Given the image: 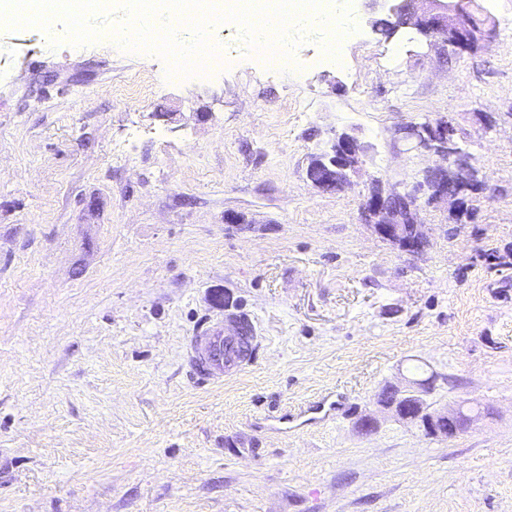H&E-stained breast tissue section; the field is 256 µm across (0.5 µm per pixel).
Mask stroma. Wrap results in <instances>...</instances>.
<instances>
[{
	"mask_svg": "<svg viewBox=\"0 0 512 512\" xmlns=\"http://www.w3.org/2000/svg\"><path fill=\"white\" fill-rule=\"evenodd\" d=\"M385 15L357 0L342 65L309 34L289 71L221 26L229 65L177 81L58 17L0 29V512H512V33L457 55L381 39ZM425 117L486 188L466 221L423 205L414 256L362 187L306 169L347 130L369 174L414 184L433 160L390 131ZM228 314L258 354L195 382L186 341ZM433 373L438 407L492 415L450 441L358 432L383 385ZM326 396L332 418L302 417Z\"/></svg>",
	"mask_w": 512,
	"mask_h": 512,
	"instance_id": "1",
	"label": "stroma"
}]
</instances>
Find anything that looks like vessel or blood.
<instances>
[{
	"mask_svg": "<svg viewBox=\"0 0 512 512\" xmlns=\"http://www.w3.org/2000/svg\"><path fill=\"white\" fill-rule=\"evenodd\" d=\"M237 330H229L224 321L204 326L201 335L191 337L189 357L191 373L205 382L211 377L242 370L251 360L258 344L257 329L252 320L241 317Z\"/></svg>",
	"mask_w": 512,
	"mask_h": 512,
	"instance_id": "obj_1",
	"label": "vessel or blood"
}]
</instances>
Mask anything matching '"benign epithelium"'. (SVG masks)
Here are the masks:
<instances>
[{
    "label": "benign epithelium",
    "instance_id": "1",
    "mask_svg": "<svg viewBox=\"0 0 512 512\" xmlns=\"http://www.w3.org/2000/svg\"><path fill=\"white\" fill-rule=\"evenodd\" d=\"M387 13L399 18L403 27L415 30L427 42L461 51L491 43L496 26L491 19L483 25L469 21L471 0H387ZM394 143H403L410 151L424 152L435 157L434 166L424 172L423 180L407 187L386 185L378 178L370 179L368 192L361 205L362 216L373 232L401 252L420 254L428 246L425 225L419 223V194L426 189L430 198L461 206L463 199L479 193L481 181L471 156L458 141L457 127L446 119L423 118L395 125L391 131ZM367 145L355 134L337 131L329 140L325 156L329 167L325 180L313 183L323 190L335 183L341 174L342 189L352 188L365 174ZM392 399L381 404L400 421L419 428L421 421L429 423L433 437L452 440L460 436V424L473 427L479 415L471 414L459 405L444 411L434 408L428 396L432 390L413 381L405 386L390 385Z\"/></svg>",
    "mask_w": 512,
    "mask_h": 512
}]
</instances>
